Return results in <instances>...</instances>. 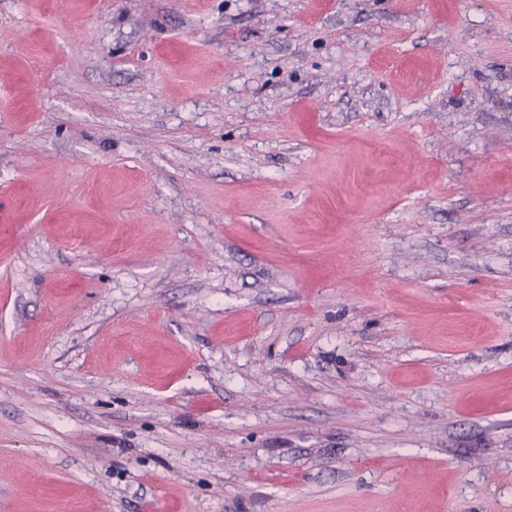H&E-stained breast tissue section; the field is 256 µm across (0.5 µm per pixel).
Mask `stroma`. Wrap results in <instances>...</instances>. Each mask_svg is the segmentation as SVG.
Returning a JSON list of instances; mask_svg holds the SVG:
<instances>
[{
  "label": "stroma",
  "instance_id": "stroma-1",
  "mask_svg": "<svg viewBox=\"0 0 512 512\" xmlns=\"http://www.w3.org/2000/svg\"><path fill=\"white\" fill-rule=\"evenodd\" d=\"M0 512H512V0H0Z\"/></svg>",
  "mask_w": 512,
  "mask_h": 512
}]
</instances>
